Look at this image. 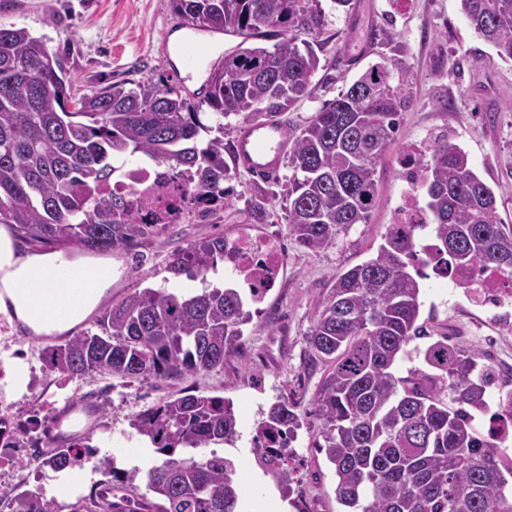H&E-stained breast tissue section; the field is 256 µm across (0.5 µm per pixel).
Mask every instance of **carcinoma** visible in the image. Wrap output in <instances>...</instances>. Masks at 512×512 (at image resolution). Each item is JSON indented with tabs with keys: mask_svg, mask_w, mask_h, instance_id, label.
<instances>
[{
	"mask_svg": "<svg viewBox=\"0 0 512 512\" xmlns=\"http://www.w3.org/2000/svg\"><path fill=\"white\" fill-rule=\"evenodd\" d=\"M193 25L239 42L210 72L199 100L151 79L112 82L78 95L65 64L26 28L0 24V224L34 246L74 245L88 254L126 250L173 223L176 205L145 224L133 203L110 191L131 161L150 162L188 190L229 199L224 137L210 136L207 107L224 120L278 119L309 97L321 69L316 48L325 25L320 0H170ZM471 28L502 60L512 61V0H460ZM270 41L272 46L262 45ZM399 62L370 66L287 132V220L300 247L319 251L340 231L365 224L378 194L376 167L394 142L407 98L391 85ZM432 219L392 224L374 256L334 278L314 308L309 355L327 367L309 415L320 423L317 447L334 467L344 512H512V462L497 455L512 431V408L493 414L482 433L474 413L489 408L496 370L482 356L434 338L423 363L395 373L407 347L424 337L422 282L490 273L512 284V225L498 220L495 191L468 155L446 140L429 147L423 185ZM224 260V238L207 237L170 255L168 270L201 288H143L107 308L98 331L64 337L46 352L51 371L69 378L103 376L176 380L224 368L251 320L237 288L208 280ZM130 426L160 455L147 472L155 499L128 493L109 456L103 480L83 503L22 491L11 512H244L235 462L190 452L236 442L233 402L219 396L171 395L131 416ZM293 402L273 403L259 423L253 453L262 467L274 433L297 438ZM95 456L74 437L43 466L57 475Z\"/></svg>",
	"mask_w": 512,
	"mask_h": 512,
	"instance_id": "carcinoma-1",
	"label": "carcinoma"
}]
</instances>
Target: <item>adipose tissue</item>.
<instances>
[{
    "label": "adipose tissue",
    "mask_w": 512,
    "mask_h": 512,
    "mask_svg": "<svg viewBox=\"0 0 512 512\" xmlns=\"http://www.w3.org/2000/svg\"><path fill=\"white\" fill-rule=\"evenodd\" d=\"M118 273L111 262L77 260L60 250L18 253L0 225V314L25 332L70 334L111 290Z\"/></svg>",
    "instance_id": "obj_1"
}]
</instances>
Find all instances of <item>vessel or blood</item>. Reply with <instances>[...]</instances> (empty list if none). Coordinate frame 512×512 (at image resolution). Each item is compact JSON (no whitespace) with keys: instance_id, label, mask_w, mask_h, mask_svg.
I'll return each mask as SVG.
<instances>
[{"instance_id":"b4317fda","label":"vessel or blood","mask_w":512,"mask_h":512,"mask_svg":"<svg viewBox=\"0 0 512 512\" xmlns=\"http://www.w3.org/2000/svg\"><path fill=\"white\" fill-rule=\"evenodd\" d=\"M179 53L182 69L189 74L208 59L210 46L204 41L191 38L183 43ZM286 145L283 126L267 121L246 122L235 133L234 158L252 177L272 181L279 176Z\"/></svg>"}]
</instances>
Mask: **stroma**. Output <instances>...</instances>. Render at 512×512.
<instances>
[{
	"label": "stroma",
	"mask_w": 512,
	"mask_h": 512,
	"mask_svg": "<svg viewBox=\"0 0 512 512\" xmlns=\"http://www.w3.org/2000/svg\"><path fill=\"white\" fill-rule=\"evenodd\" d=\"M181 22L169 0H0V23L27 28L63 55L75 89L82 93L111 80L148 78L186 93L200 92L210 69L202 67L184 78L174 52L186 37ZM374 28L391 29L395 46L369 40ZM322 40L325 68L313 79L311 98L282 114L289 129L305 124L373 64L396 58L407 76L409 104L401 114L396 141L377 166L379 193L369 222L342 231L320 251L300 248L287 223L285 195L292 170L285 167L267 198L265 224L251 218L248 200L257 184L243 172L232 180L233 195L223 209L204 218L186 217L145 237L133 250L114 251L122 275L102 300L105 308L146 287H189L186 277H171L169 257L207 235L259 229L280 237L286 260L277 288L263 304L251 305L240 352L223 369L205 375L165 382L71 379L51 372L42 358L55 337L31 336L0 319V355L21 358L27 371L22 393H0V417L22 434L18 447H0V512H10L14 495L46 481L39 463L25 470L12 464L36 445L39 434L28 431L29 420L36 416L53 425L62 407L77 403L93 409L82 433L97 454L113 455L118 468L134 473L135 493H146L151 463L145 441L133 434L129 420L179 392L233 402L241 438L232 446L217 445L216 452L235 457L246 488L247 512H295L292 503L299 499L310 503V512H341L334 468L316 448L317 430L307 416L326 372L325 365L311 362L306 345L314 306L337 274L375 255L406 188L401 162L408 148L424 151L439 138L461 148L502 199L500 221L512 225V62L497 57L474 33L458 0H356L349 13L327 9ZM421 300L431 312V335L480 352L497 370L495 388L512 391V306L480 308L466 289L435 278L424 281ZM284 396L296 403L304 420L287 476L280 480L260 469L252 440L258 419Z\"/></svg>",
	"instance_id": "1"
}]
</instances>
